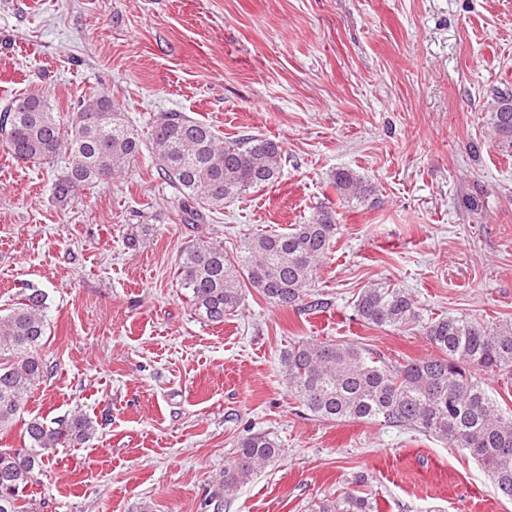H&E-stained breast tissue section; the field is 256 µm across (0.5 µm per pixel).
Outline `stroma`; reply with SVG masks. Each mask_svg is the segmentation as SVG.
I'll return each mask as SVG.
<instances>
[{
  "mask_svg": "<svg viewBox=\"0 0 512 512\" xmlns=\"http://www.w3.org/2000/svg\"><path fill=\"white\" fill-rule=\"evenodd\" d=\"M505 87L512 0H0V106L38 90L64 113L104 93L144 142L65 207L52 187L67 156L22 164L0 143V310L26 288L47 296V371L25 419L98 425L52 454L31 512H211L254 433L281 454L224 512H312L359 477L380 512H512L467 450L381 418L314 417L281 373L301 340L403 363L431 355L432 320L512 322V148L488 124ZM162 112L224 142L280 141L278 183L181 223L148 144ZM342 168L370 194L338 200ZM328 201L338 232L311 291L324 311L251 288L223 324L194 313L177 280L186 247L210 238L235 256ZM372 283L405 290L417 320L362 322L354 302Z\"/></svg>",
  "mask_w": 512,
  "mask_h": 512,
  "instance_id": "35a3bbf8",
  "label": "stroma"
}]
</instances>
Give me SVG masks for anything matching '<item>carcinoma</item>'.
Instances as JSON below:
<instances>
[{"label": "carcinoma", "instance_id": "carcinoma-1", "mask_svg": "<svg viewBox=\"0 0 512 512\" xmlns=\"http://www.w3.org/2000/svg\"><path fill=\"white\" fill-rule=\"evenodd\" d=\"M495 102L489 124L499 142L512 146V90L497 92ZM0 135L18 162H48L63 150L69 153V167L53 187V200L62 206L79 191L122 172L141 150L138 133L112 98L101 93L81 96L66 125L45 94L21 96L0 113ZM150 144L159 173L180 192L187 224L205 222L208 212L224 207V200L272 186L281 174L280 142L250 135L223 145L210 125L182 112L161 113ZM333 186L342 200L371 192L350 169L336 170ZM337 230L336 209L324 205L307 224L248 240L236 257L228 256L224 244L200 239L181 254L179 285L195 314L214 325L236 311L249 287L277 307H317L318 300L307 301L308 291ZM45 310V292L32 288L0 315V428L23 412L45 374L40 354L49 329ZM355 312L376 327H399L416 318L409 294L380 283L362 289ZM426 338L434 355L394 366L353 343L299 341L281 358L288 392L324 420L382 417L464 448L497 491L512 497V417L502 415L477 378L481 372L512 367V324L493 327L448 316L430 322ZM95 431L94 420L83 413L55 427L38 417L27 421V444L0 450V512H28V490L45 460L60 446L89 441ZM280 452L265 433L243 439L224 468V490L246 483ZM315 512L379 509L376 499L347 490L322 500Z\"/></svg>", "mask_w": 512, "mask_h": 512}]
</instances>
